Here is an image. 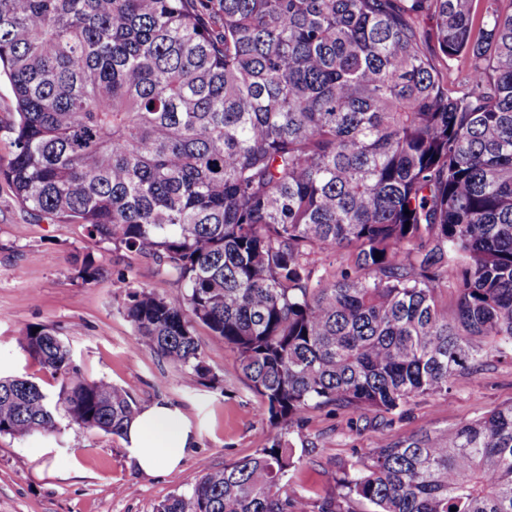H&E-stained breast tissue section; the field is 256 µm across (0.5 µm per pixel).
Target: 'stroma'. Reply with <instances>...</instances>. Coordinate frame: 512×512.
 Masks as SVG:
<instances>
[{
	"instance_id": "stroma-1",
	"label": "stroma",
	"mask_w": 512,
	"mask_h": 512,
	"mask_svg": "<svg viewBox=\"0 0 512 512\" xmlns=\"http://www.w3.org/2000/svg\"><path fill=\"white\" fill-rule=\"evenodd\" d=\"M88 253L100 260L104 273L84 284L74 280L73 266L75 257ZM130 284L159 293L179 286L154 258L113 250L77 224L36 219L0 181V373L57 391L59 379L18 345L27 327L48 325L70 345L83 377L124 386L142 408L158 401L178 407L196 436L181 466L152 474L136 469L122 438L65 419L54 437L0 436V512H155L167 497L189 492L201 466L221 469L275 435L235 353L206 327L197 326L196 336L211 370L207 379L152 351L133 348L134 330L122 310ZM510 404L512 363L502 361L478 375L457 377L448 396L416 400L390 426L372 414L309 409L303 431L316 445V461L292 470L290 485L319 500L337 461L366 453L381 438L420 430L445 433Z\"/></svg>"
}]
</instances>
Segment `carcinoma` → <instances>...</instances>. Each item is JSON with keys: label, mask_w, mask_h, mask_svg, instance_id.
<instances>
[{"label": "carcinoma", "mask_w": 512, "mask_h": 512, "mask_svg": "<svg viewBox=\"0 0 512 512\" xmlns=\"http://www.w3.org/2000/svg\"><path fill=\"white\" fill-rule=\"evenodd\" d=\"M0 77L17 200L182 284L126 293L134 346L204 377L206 327L281 426L156 512H512V404L378 441L316 503L288 479L308 409L391 425L512 353V0H0ZM19 344L65 381L1 376L0 435L124 436L129 390L50 326ZM15 112V102L9 86L2 82L0 85V157H6L13 149L11 146L13 135L10 132V123Z\"/></svg>", "instance_id": "1"}]
</instances>
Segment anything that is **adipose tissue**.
<instances>
[{"label":"adipose tissue","mask_w":512,"mask_h":512,"mask_svg":"<svg viewBox=\"0 0 512 512\" xmlns=\"http://www.w3.org/2000/svg\"><path fill=\"white\" fill-rule=\"evenodd\" d=\"M194 443L195 434L183 413L164 402L140 410L124 437L129 458L146 473L175 469Z\"/></svg>","instance_id":"1"}]
</instances>
